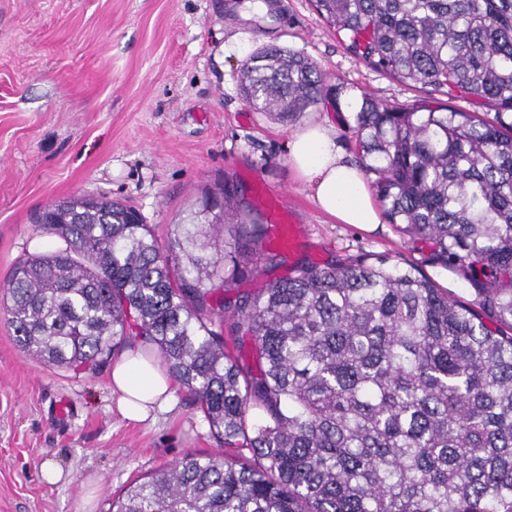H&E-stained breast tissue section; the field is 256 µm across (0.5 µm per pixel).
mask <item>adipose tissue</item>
Returning <instances> with one entry per match:
<instances>
[{"label": "adipose tissue", "mask_w": 512, "mask_h": 512, "mask_svg": "<svg viewBox=\"0 0 512 512\" xmlns=\"http://www.w3.org/2000/svg\"><path fill=\"white\" fill-rule=\"evenodd\" d=\"M288 158L316 206L343 224L380 221L363 169L337 147L329 126L310 124L295 132ZM110 387L124 418L142 422L170 408V378L142 352L128 351L112 364Z\"/></svg>", "instance_id": "ef3b65f1"}]
</instances>
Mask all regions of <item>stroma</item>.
Masks as SVG:
<instances>
[{"mask_svg": "<svg viewBox=\"0 0 512 512\" xmlns=\"http://www.w3.org/2000/svg\"><path fill=\"white\" fill-rule=\"evenodd\" d=\"M0 0V287L19 259L59 247L30 216L74 194L134 206L161 243L206 193L233 182L251 193L262 176L285 195L303 233L274 271L227 282L225 300L257 295L270 277L304 264L385 255L418 265L471 303V284L413 249L388 222L340 224L320 211L288 161L299 125L328 122L337 146L355 153L349 110L362 94L409 108L431 97L352 55L312 0ZM302 54L325 76V98L298 123L249 107L239 76L266 47ZM111 363L73 372L18 346L0 314V512H91L138 478L185 454L219 447L183 389L155 420L121 417L109 390ZM64 475L49 484L45 460Z\"/></svg>", "mask_w": 512, "mask_h": 512, "instance_id": "stroma-1", "label": "stroma"}]
</instances>
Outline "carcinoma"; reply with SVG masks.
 I'll return each instance as SVG.
<instances>
[{
    "instance_id": "cac0c4a2",
    "label": "carcinoma",
    "mask_w": 512,
    "mask_h": 512,
    "mask_svg": "<svg viewBox=\"0 0 512 512\" xmlns=\"http://www.w3.org/2000/svg\"><path fill=\"white\" fill-rule=\"evenodd\" d=\"M363 61L415 86L474 99L361 97L360 165L386 219L457 268L478 307L417 266L358 256L269 280L224 309L222 208L236 218L231 278L256 270L265 232L237 200L207 196L160 245L140 212L74 195L35 212L64 247L19 260L0 311L18 345L57 368H92L126 339L156 347L221 446L129 486L112 512H512V0H314ZM240 90L290 124L323 97L309 58L266 48ZM254 343L255 375L226 350L224 316ZM254 410L261 422L247 426Z\"/></svg>"
}]
</instances>
